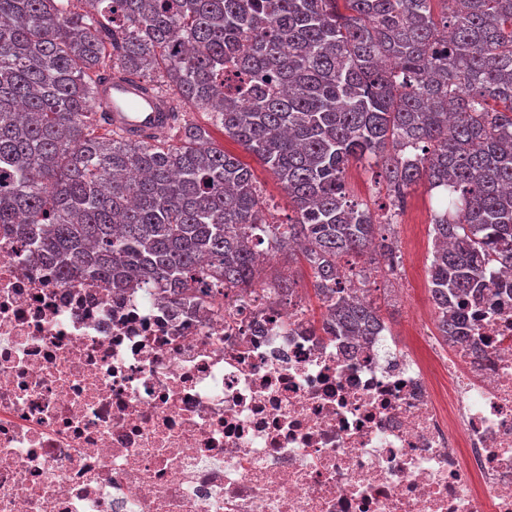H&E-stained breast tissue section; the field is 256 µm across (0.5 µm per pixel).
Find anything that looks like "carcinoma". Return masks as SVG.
Segmentation results:
<instances>
[{
  "label": "carcinoma",
  "mask_w": 512,
  "mask_h": 512,
  "mask_svg": "<svg viewBox=\"0 0 512 512\" xmlns=\"http://www.w3.org/2000/svg\"><path fill=\"white\" fill-rule=\"evenodd\" d=\"M0 0V228L58 277L164 285L199 302L309 266L326 323L385 326L357 295L395 257L398 203L439 192L429 292L445 342L512 272V0ZM120 71L211 114L288 194L185 122L175 143L94 133L95 83ZM391 205L349 199L351 161ZM274 287L295 296L297 280Z\"/></svg>",
  "instance_id": "cac0c4a2"
}]
</instances>
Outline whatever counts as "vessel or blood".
Wrapping results in <instances>:
<instances>
[{"mask_svg":"<svg viewBox=\"0 0 512 512\" xmlns=\"http://www.w3.org/2000/svg\"><path fill=\"white\" fill-rule=\"evenodd\" d=\"M95 95L109 127L131 140H151L173 124L168 96L135 78L107 75Z\"/></svg>","mask_w":512,"mask_h":512,"instance_id":"vessel-or-blood-1","label":"vessel or blood"}]
</instances>
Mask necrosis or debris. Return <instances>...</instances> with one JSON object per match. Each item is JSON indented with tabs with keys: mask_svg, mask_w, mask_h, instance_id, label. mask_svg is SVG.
Returning <instances> with one entry per match:
<instances>
[{
	"mask_svg": "<svg viewBox=\"0 0 512 512\" xmlns=\"http://www.w3.org/2000/svg\"><path fill=\"white\" fill-rule=\"evenodd\" d=\"M61 282L0 230V512H512V275L444 349Z\"/></svg>",
	"mask_w": 512,
	"mask_h": 512,
	"instance_id": "1",
	"label": "necrosis or debris"
}]
</instances>
